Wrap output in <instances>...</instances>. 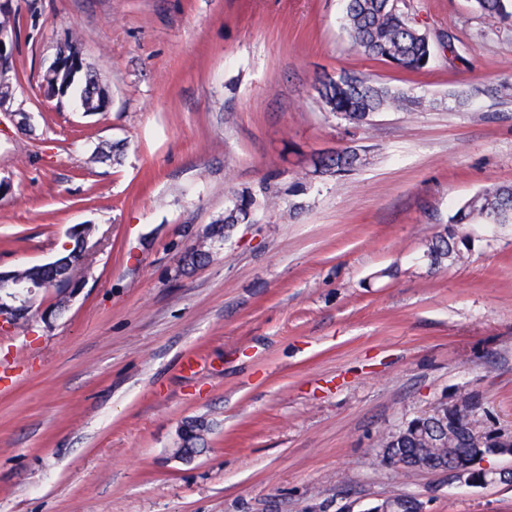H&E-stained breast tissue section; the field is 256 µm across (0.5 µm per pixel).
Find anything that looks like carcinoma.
I'll list each match as a JSON object with an SVG mask.
<instances>
[{
  "label": "carcinoma",
  "mask_w": 512,
  "mask_h": 512,
  "mask_svg": "<svg viewBox=\"0 0 512 512\" xmlns=\"http://www.w3.org/2000/svg\"><path fill=\"white\" fill-rule=\"evenodd\" d=\"M474 9L486 16H509L508 6L512 0H472ZM343 28L355 50L364 56L404 68L408 72H420L430 63L435 47L439 46L455 53L452 40H435L428 30L405 11L404 0H345ZM81 74V94L95 93L89 99L91 109L96 110L107 97L96 71L79 63L75 70L53 68L49 76L59 86L68 88L76 74ZM318 99L325 111L349 124L368 123L374 115L387 110L417 111L432 102H426L411 95L403 88H393L355 73L343 72L334 78L320 82L316 88ZM486 94L499 98H512V83L508 81L475 88L471 91L451 92L448 98L461 107L474 94ZM368 162V157L353 149L345 148L335 155L320 158L314 162L315 171L325 175L344 176ZM255 197L249 191L236 196L232 207L224 212L211 228V237H224V226L228 224L252 223ZM512 185H499L483 189L464 202L450 218L452 227H445L428 241L426 256L430 264L441 266L446 262H458L470 250V238L461 235L455 227L465 224H511ZM75 250L53 262L33 264L14 269L19 280H40L57 286L76 281L81 275L80 266L71 259ZM449 422L432 415L417 416L397 429L399 436L388 444L390 456L406 461L412 457L414 448H433L432 456L446 457L450 463H467L490 447L488 438L491 431H485V438L461 440L448 435L444 442L430 444V440ZM207 425L202 421H191L180 429L182 447L186 452L196 454L200 449L195 444L202 440Z\"/></svg>",
  "instance_id": "obj_1"
}]
</instances>
